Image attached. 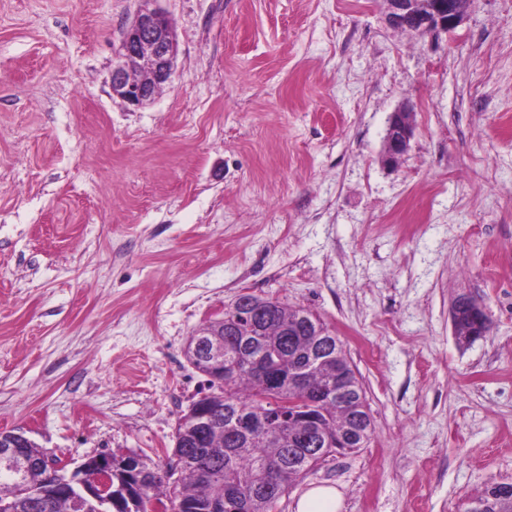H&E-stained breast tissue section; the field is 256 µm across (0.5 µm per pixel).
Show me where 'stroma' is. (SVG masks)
Masks as SVG:
<instances>
[{
  "instance_id": "obj_1",
  "label": "stroma",
  "mask_w": 512,
  "mask_h": 512,
  "mask_svg": "<svg viewBox=\"0 0 512 512\" xmlns=\"http://www.w3.org/2000/svg\"><path fill=\"white\" fill-rule=\"evenodd\" d=\"M138 0H0V431L165 468L239 294L316 313L375 423L282 497L465 512L512 482V0L449 34L382 0H159L177 69L139 109L112 62ZM415 136L381 161L401 104ZM460 293L492 330L458 347ZM340 493L332 486H315L299 498L296 512H338Z\"/></svg>"
}]
</instances>
